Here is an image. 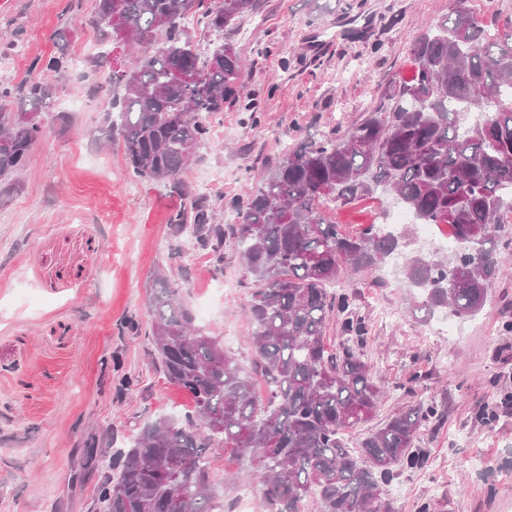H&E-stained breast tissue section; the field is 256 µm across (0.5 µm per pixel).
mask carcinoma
Wrapping results in <instances>:
<instances>
[{
  "instance_id": "carcinoma-1",
  "label": "carcinoma",
  "mask_w": 512,
  "mask_h": 512,
  "mask_svg": "<svg viewBox=\"0 0 512 512\" xmlns=\"http://www.w3.org/2000/svg\"><path fill=\"white\" fill-rule=\"evenodd\" d=\"M96 25L110 26L112 0H96ZM259 0H123L132 58L107 74L122 90L107 112L132 173L162 183L183 200L168 219L224 271V244L235 241L250 285L257 369L269 380L256 395L252 378L212 336L199 331L181 288L155 274L147 291L154 362L189 395L181 419L146 424L115 456L120 477L96 486L97 512H210L209 453L225 447L252 458L262 479L264 512H366L380 485L424 468L422 429L443 411L419 401L388 418L354 447L345 432L375 413L382 388L362 350L368 325L345 293L329 291L347 264L372 268L405 253L399 287L417 310L477 315L502 271L498 225L512 214V32L492 36L470 0H450V15L412 48L413 75L395 80L382 105L341 134L302 144L270 168L234 207L239 223L216 221L210 198L193 195L181 174L210 134L208 118L240 102L243 60L227 42L203 57L183 25L197 13L222 30L259 9ZM32 64L34 76L0 87V178L22 172L43 130L39 110L53 97L43 75L66 68L65 47ZM194 73L198 82L185 75ZM18 104L13 112L10 105ZM387 191L421 224H446L464 251L453 259L407 251L413 225L370 224L346 234L322 209ZM344 341L325 344L331 314Z\"/></svg>"
}]
</instances>
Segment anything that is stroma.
I'll use <instances>...</instances> for the list:
<instances>
[{"mask_svg": "<svg viewBox=\"0 0 512 512\" xmlns=\"http://www.w3.org/2000/svg\"><path fill=\"white\" fill-rule=\"evenodd\" d=\"M449 0H261L228 39L246 61L242 107L210 120L201 158L182 179L237 223L231 202L257 188L283 150L331 130L344 131L384 100L390 81L411 77V47L449 15ZM95 0H0V86L29 79L31 65L67 35L74 63L50 82L55 94L41 113L44 133L25 173L0 184V512H90L96 478L78 479L83 446L111 436L127 447L144 423L178 416L190 398L153 363L147 291L156 269L182 287L194 325L252 370L249 290L233 246L224 271L187 239L172 237L168 219L181 201L136 178L122 147L108 138L109 96L91 63L100 42ZM255 103L250 120L245 103ZM381 202L328 206L342 230L376 222ZM498 260L505 276L484 310L455 319L411 313L410 295L392 277L343 267L335 290L348 294L369 325L364 358L386 393L375 420L350 431L358 439L420 399L441 403L444 424L424 432V469L402 472L383 492L394 512H512V223L501 225ZM136 320L141 330L126 329ZM129 375L131 391L115 390ZM497 412L489 426L478 409ZM211 512H234L249 459L227 450L209 459Z\"/></svg>", "mask_w": 512, "mask_h": 512, "instance_id": "stroma-1", "label": "stroma"}]
</instances>
